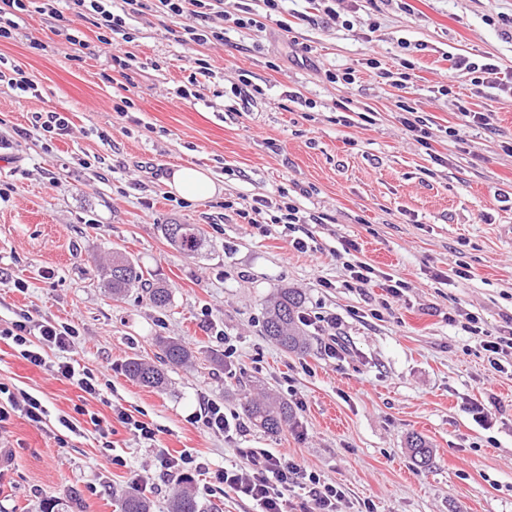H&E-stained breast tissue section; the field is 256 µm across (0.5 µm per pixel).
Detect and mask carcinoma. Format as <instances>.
Listing matches in <instances>:
<instances>
[{
    "label": "carcinoma",
    "instance_id": "obj_1",
    "mask_svg": "<svg viewBox=\"0 0 512 512\" xmlns=\"http://www.w3.org/2000/svg\"><path fill=\"white\" fill-rule=\"evenodd\" d=\"M166 239L186 256H194L203 246V238L195 224H165ZM146 288L149 300L157 307L169 305L171 293L162 286L148 283L144 272L120 252L112 258V269L107 277L105 288L114 299L123 297L131 288ZM304 299L294 288H282L270 299L266 306L263 333L282 350L288 353H303L308 349V339L301 327L300 309ZM158 345L167 364L173 368L182 367L192 357L191 351L178 338L161 337ZM127 375L141 385L162 390L167 383L165 373L151 362L141 358H131L125 365ZM242 413L255 427L266 434L274 435L283 430L291 417V408L270 395L247 400L241 405ZM411 457L422 467L429 465L432 449L419 436H411L408 441ZM120 512H151L149 498L142 492L131 489L117 493ZM202 507L196 498L181 489L170 499L169 512H201Z\"/></svg>",
    "mask_w": 512,
    "mask_h": 512
}]
</instances>
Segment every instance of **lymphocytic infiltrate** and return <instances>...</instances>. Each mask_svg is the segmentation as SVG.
<instances>
[{"instance_id":"lymphocytic-infiltrate-1","label":"lymphocytic infiltrate","mask_w":512,"mask_h":512,"mask_svg":"<svg viewBox=\"0 0 512 512\" xmlns=\"http://www.w3.org/2000/svg\"><path fill=\"white\" fill-rule=\"evenodd\" d=\"M57 0H0V40L13 38L22 17L34 10L53 19L54 34L64 35L74 46L81 39L73 25L74 18L94 16L102 29L101 41L111 44L114 35L125 34L129 16L153 10L171 17L189 16L181 42L199 44L223 41V30L213 25L223 17L224 0H69L68 11H61ZM78 336L76 327L49 320L36 322L27 313H19L7 326H0V340H8L19 350L22 359L33 366H44L46 350L56 351L58 359L54 373L75 385L82 392L97 397L101 394L99 376L93 370L80 367L70 352ZM225 487L249 497L257 512H286L288 494L298 488L306 491L311 502L310 512H337L336 505L345 497L340 485L326 482L319 475L288 459L271 453H261L246 468H225L216 474Z\"/></svg>"}]
</instances>
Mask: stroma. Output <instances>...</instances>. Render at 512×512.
I'll list each match as a JSON object with an SVG mask.
<instances>
[{
	"instance_id": "obj_1",
	"label": "stroma",
	"mask_w": 512,
	"mask_h": 512,
	"mask_svg": "<svg viewBox=\"0 0 512 512\" xmlns=\"http://www.w3.org/2000/svg\"><path fill=\"white\" fill-rule=\"evenodd\" d=\"M251 3L224 0L222 44L178 41L180 20L145 12L125 46L136 62L113 82L93 18L75 22L88 43L79 62L33 11L0 41V58L38 87L32 97L0 84V134L13 139L0 150V324L23 311L76 326L71 357L102 383L90 397L54 376V351L35 367L0 342V384L49 409L39 427L16 414L0 424V512H116L113 490L131 486L167 512L178 480L161 472L159 447L191 450L214 470L247 467L262 450L285 455L344 488L341 512H512V359L494 369L466 330L472 315L492 334L512 325V0H338L329 24L318 21L322 0H281L291 30L271 19L262 32L234 24ZM461 55L497 65V79L449 77ZM193 57L211 74L183 100L175 91ZM401 58L414 65L405 89L382 74ZM329 70L355 81L328 82ZM127 95L133 109L113 112ZM404 105L426 119L429 146L404 130ZM464 108L493 115L465 148L451 135ZM44 110L65 116L70 135H23ZM190 164L219 196L170 194L172 170ZM285 198L310 218L294 235L307 251L271 221ZM174 223L200 227L202 254L166 241ZM116 251L169 288L167 308L139 290L104 292ZM360 261L371 283L347 286V264ZM462 266L468 279L451 277ZM389 278L403 283L400 297L383 290ZM282 288L302 291L305 314L338 317L345 353L325 355L320 326L306 327L304 355L264 336L265 305ZM160 336L193 353L161 392L125 372L128 359L155 360ZM263 387L293 411L276 436L241 414L244 394ZM209 400L237 430L202 425ZM476 400L488 410L480 422ZM79 409L111 422V447L89 423L64 432L59 416ZM121 409L158 428L156 448L117 422ZM412 435L432 446L429 466L414 464ZM188 486L206 510H256L210 476Z\"/></svg>"
}]
</instances>
